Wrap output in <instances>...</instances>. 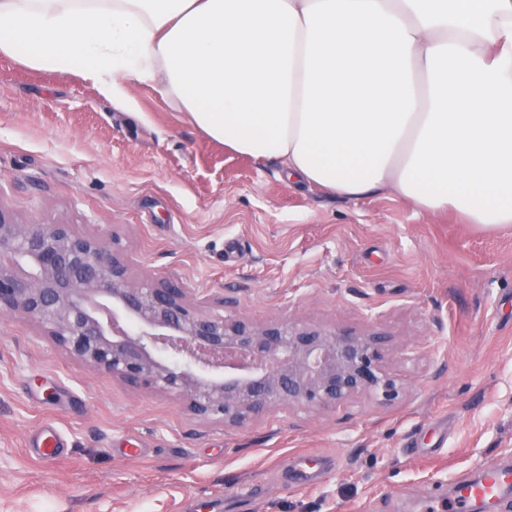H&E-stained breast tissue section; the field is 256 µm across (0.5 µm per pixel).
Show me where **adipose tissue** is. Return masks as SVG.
Here are the masks:
<instances>
[{
    "instance_id": "obj_1",
    "label": "adipose tissue",
    "mask_w": 512,
    "mask_h": 512,
    "mask_svg": "<svg viewBox=\"0 0 512 512\" xmlns=\"http://www.w3.org/2000/svg\"><path fill=\"white\" fill-rule=\"evenodd\" d=\"M0 57L359 200L512 228V0H0Z\"/></svg>"
}]
</instances>
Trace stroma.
<instances>
[{
  "label": "stroma",
  "instance_id": "1",
  "mask_svg": "<svg viewBox=\"0 0 512 512\" xmlns=\"http://www.w3.org/2000/svg\"><path fill=\"white\" fill-rule=\"evenodd\" d=\"M130 93L139 115L79 76L0 58V210L108 233L133 277L254 321L380 326L405 391L228 428L0 315V512H425L512 464L511 228L288 181L152 87ZM48 421L65 443L52 462L29 446ZM304 452L320 457L308 485L290 478Z\"/></svg>",
  "mask_w": 512,
  "mask_h": 512
}]
</instances>
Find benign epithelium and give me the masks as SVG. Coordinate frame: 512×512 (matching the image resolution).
I'll return each instance as SVG.
<instances>
[{
  "mask_svg": "<svg viewBox=\"0 0 512 512\" xmlns=\"http://www.w3.org/2000/svg\"><path fill=\"white\" fill-rule=\"evenodd\" d=\"M0 313L38 324L85 365L238 427L271 408L396 400L393 338L197 308L172 279L134 278L104 235L19 224L0 210Z\"/></svg>",
  "mask_w": 512,
  "mask_h": 512,
  "instance_id": "benign-epithelium-1",
  "label": "benign epithelium"
}]
</instances>
